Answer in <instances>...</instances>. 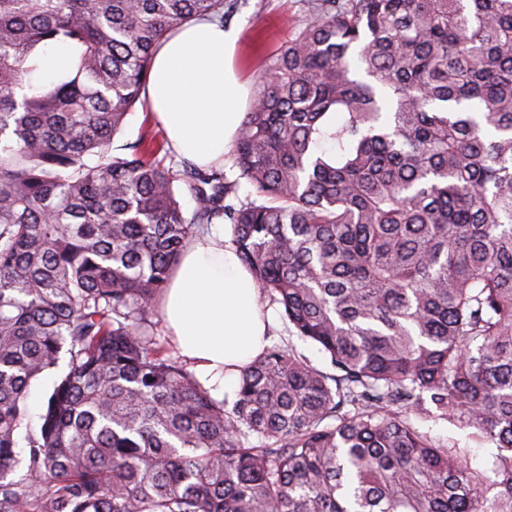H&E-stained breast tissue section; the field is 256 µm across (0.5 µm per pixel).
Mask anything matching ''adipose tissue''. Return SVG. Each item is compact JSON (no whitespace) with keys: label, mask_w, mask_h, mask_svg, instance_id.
Listing matches in <instances>:
<instances>
[{"label":"adipose tissue","mask_w":512,"mask_h":512,"mask_svg":"<svg viewBox=\"0 0 512 512\" xmlns=\"http://www.w3.org/2000/svg\"><path fill=\"white\" fill-rule=\"evenodd\" d=\"M239 32L196 19L154 50L148 98L170 147L200 167L220 164L245 116L246 90L232 59ZM163 319L202 385L234 389L240 368L269 343L271 315L249 270L213 227L182 252L162 300Z\"/></svg>","instance_id":"ef3b65f1"}]
</instances>
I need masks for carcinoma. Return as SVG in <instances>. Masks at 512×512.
<instances>
[{"label": "carcinoma", "mask_w": 512, "mask_h": 512, "mask_svg": "<svg viewBox=\"0 0 512 512\" xmlns=\"http://www.w3.org/2000/svg\"><path fill=\"white\" fill-rule=\"evenodd\" d=\"M313 12L230 180L154 139L108 155L154 47L224 0H0V512H512V0ZM49 45L69 66L34 85ZM224 223L330 370L271 345L218 400L156 337L181 251ZM413 417L495 444L494 477ZM63 369L64 362H61L58 369L48 371L31 382L25 404L28 418L32 426L37 425L39 415L43 412L47 398L51 392L53 382Z\"/></svg>", "instance_id": "1"}]
</instances>
